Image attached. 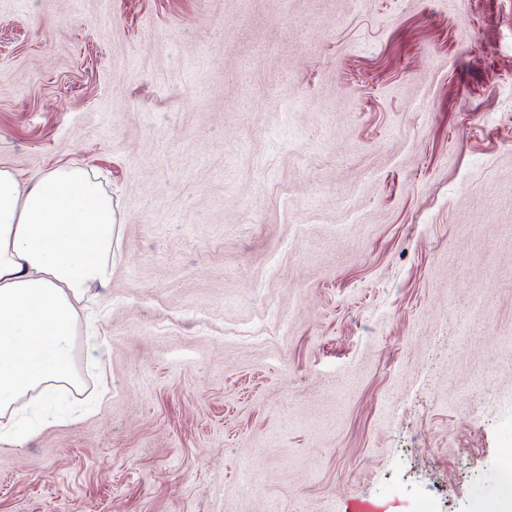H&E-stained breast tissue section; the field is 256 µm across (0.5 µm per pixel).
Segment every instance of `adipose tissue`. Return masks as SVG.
Wrapping results in <instances>:
<instances>
[{"label":"adipose tissue","instance_id":"adipose-tissue-1","mask_svg":"<svg viewBox=\"0 0 512 512\" xmlns=\"http://www.w3.org/2000/svg\"><path fill=\"white\" fill-rule=\"evenodd\" d=\"M112 199L78 166L29 183L0 168V440H25L80 390L77 311L112 278Z\"/></svg>","mask_w":512,"mask_h":512}]
</instances>
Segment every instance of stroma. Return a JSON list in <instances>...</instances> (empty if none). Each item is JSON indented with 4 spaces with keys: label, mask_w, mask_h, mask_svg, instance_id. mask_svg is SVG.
<instances>
[{
    "label": "stroma",
    "mask_w": 512,
    "mask_h": 512,
    "mask_svg": "<svg viewBox=\"0 0 512 512\" xmlns=\"http://www.w3.org/2000/svg\"><path fill=\"white\" fill-rule=\"evenodd\" d=\"M73 163L90 409L0 512H505L512 0H0V167Z\"/></svg>",
    "instance_id": "35a3bbf8"
}]
</instances>
